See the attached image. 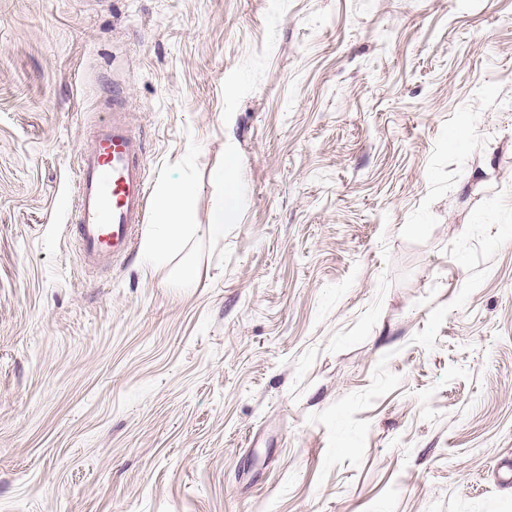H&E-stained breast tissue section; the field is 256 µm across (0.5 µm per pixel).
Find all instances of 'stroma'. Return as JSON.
I'll return each instance as SVG.
<instances>
[{"instance_id":"1","label":"stroma","mask_w":512,"mask_h":512,"mask_svg":"<svg viewBox=\"0 0 512 512\" xmlns=\"http://www.w3.org/2000/svg\"><path fill=\"white\" fill-rule=\"evenodd\" d=\"M223 239L87 272L112 89ZM512 0H0V512H512Z\"/></svg>"}]
</instances>
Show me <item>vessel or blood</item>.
Wrapping results in <instances>:
<instances>
[{
  "mask_svg": "<svg viewBox=\"0 0 512 512\" xmlns=\"http://www.w3.org/2000/svg\"><path fill=\"white\" fill-rule=\"evenodd\" d=\"M146 165L142 138L123 112L113 111L95 126L90 148L80 155L77 204L68 219L88 268L131 253L149 201Z\"/></svg>",
  "mask_w": 512,
  "mask_h": 512,
  "instance_id": "1",
  "label": "vessel or blood"
}]
</instances>
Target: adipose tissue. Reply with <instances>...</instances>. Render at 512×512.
Here are the masks:
<instances>
[{
  "instance_id": "1",
  "label": "adipose tissue",
  "mask_w": 512,
  "mask_h": 512,
  "mask_svg": "<svg viewBox=\"0 0 512 512\" xmlns=\"http://www.w3.org/2000/svg\"><path fill=\"white\" fill-rule=\"evenodd\" d=\"M213 180L224 191L212 203L208 224L195 226L193 222L195 187L183 179L166 183L160 191L159 218L144 235L140 250L149 268L159 272L169 266V258L181 247L187 235L195 230L220 239L228 218L237 210L240 202L241 182L234 150H227L222 166L212 172Z\"/></svg>"
}]
</instances>
